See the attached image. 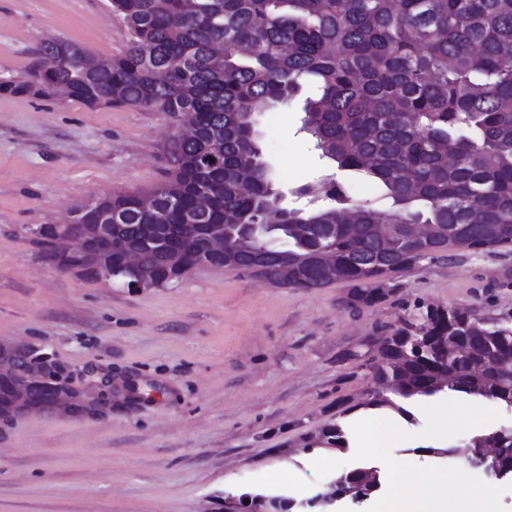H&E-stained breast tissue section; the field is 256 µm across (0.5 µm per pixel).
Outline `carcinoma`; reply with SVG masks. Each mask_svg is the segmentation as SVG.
<instances>
[{"label":"carcinoma","instance_id":"carcinoma-1","mask_svg":"<svg viewBox=\"0 0 512 512\" xmlns=\"http://www.w3.org/2000/svg\"><path fill=\"white\" fill-rule=\"evenodd\" d=\"M113 17L131 35L119 56L96 60L80 46L56 67L38 65L32 80L0 83V91L46 94L58 85L89 108L133 106L191 118L193 137L177 138L167 179L146 193L114 192L82 206L76 223L118 217L116 238L141 226L175 224L179 261L203 247L193 223L220 224L232 215L256 224L252 235L224 228V269L252 274L278 287L354 284V297L372 306L383 277L438 258L450 247L491 250L512 244V0H109ZM302 100L303 126L330 171L304 184L302 207L283 205L266 165L256 116ZM212 157L208 163L207 157ZM371 182L388 210L360 201L356 176ZM424 224L428 237L410 238ZM459 229L448 239V226ZM37 244L57 266L79 267L94 256L76 254L53 232ZM272 255L270 271L253 269ZM149 288L167 278L164 257L143 255ZM419 338L418 347L398 337ZM444 336L468 347L467 362L448 356ZM512 348V324L472 310L430 305L400 319L379 337V348L358 368L374 382L397 379L398 397H431L443 390L512 406V374H475L494 350ZM29 376L53 382L40 357L21 362ZM0 388V421L34 409ZM367 405L390 407L374 392ZM501 448L512 466V429L473 436L464 450L429 448L439 457ZM368 468L344 491L377 489Z\"/></svg>","mask_w":512,"mask_h":512}]
</instances>
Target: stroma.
Listing matches in <instances>:
<instances>
[{
	"mask_svg": "<svg viewBox=\"0 0 512 512\" xmlns=\"http://www.w3.org/2000/svg\"><path fill=\"white\" fill-rule=\"evenodd\" d=\"M50 40L109 59L130 34L108 0H0V83L29 81ZM302 117L293 104L258 122L291 207L293 189L324 171ZM181 127L150 109L0 90V344L53 355L77 385L112 377L104 414L41 410L0 423V512H265L250 496L279 493L295 500L291 512H364L307 505L337 479L317 478V455L355 468L352 448L317 439L347 425L365 391L360 355L420 304L512 323V245L452 249L388 275L390 293L372 307L352 305L347 282L280 288L210 267L131 291L43 256L34 228L165 179ZM424 425L415 412L396 460L439 465L436 440L418 436ZM281 467L294 470L283 490L274 485Z\"/></svg>",
	"mask_w": 512,
	"mask_h": 512,
	"instance_id": "35a3bbf8",
	"label": "stroma"
}]
</instances>
